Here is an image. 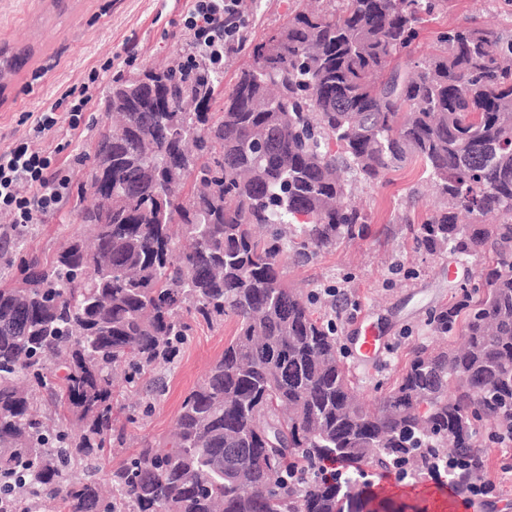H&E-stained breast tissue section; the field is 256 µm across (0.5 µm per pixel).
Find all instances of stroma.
Segmentation results:
<instances>
[{
	"label": "stroma",
	"mask_w": 512,
	"mask_h": 512,
	"mask_svg": "<svg viewBox=\"0 0 512 512\" xmlns=\"http://www.w3.org/2000/svg\"><path fill=\"white\" fill-rule=\"evenodd\" d=\"M185 5L186 0H0V45L33 49L0 104V149L28 136L31 125L23 121V113L38 111L59 90L80 84L87 69L123 53L126 45H133L134 58L118 65V72L183 64L190 44L183 25ZM306 6L307 0H253L246 14L248 40H261ZM457 25L512 29V0H447L421 27L416 57L432 51L439 32ZM111 87L112 74L104 73L94 109L86 113L80 132L63 124L42 141L63 162L69 184L56 211L24 228L31 255L53 254L82 230L77 190L88 177L85 155L104 117ZM356 201L368 217L367 236L343 241L307 263L287 260L286 281L316 294L315 310L335 322L345 362L370 403L375 385L395 378L408 361L411 343L431 340L428 315L451 302L449 281L477 277L484 260L472 257L456 266L449 257L416 247L409 225L426 222L443 205L419 164L391 170L381 183L360 185ZM368 326L378 336L382 353L374 364L363 366L356 344ZM234 331L230 320L197 325L178 363L155 370V377L166 385L160 397L143 389L116 388L113 401L121 414H135L138 421L126 425L122 440L105 451L99 478L122 466L143 442L170 436L185 394L220 357ZM484 460L485 480L493 489L481 504H466L465 493L425 477L400 483L390 472L370 468L366 474L396 512H512V441L489 445Z\"/></svg>",
	"instance_id": "1"
}]
</instances>
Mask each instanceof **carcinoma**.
I'll use <instances>...</instances> for the list:
<instances>
[{
  "instance_id": "obj_1",
  "label": "carcinoma",
  "mask_w": 512,
  "mask_h": 512,
  "mask_svg": "<svg viewBox=\"0 0 512 512\" xmlns=\"http://www.w3.org/2000/svg\"><path fill=\"white\" fill-rule=\"evenodd\" d=\"M433 0H340L298 12L248 46L211 103L204 64L118 75L78 195L84 230L50 257L4 234L0 274V512L29 498L117 512L96 478L118 425L113 382L175 362L194 324L234 320L224 353L183 398L174 434L143 443L109 479L133 512H366L378 493L291 484L288 467H390L453 448L454 485L480 478L478 422L512 437V30L451 27L421 60ZM418 161L447 200L418 247L482 256L429 326L459 348L410 347L371 410L332 326L288 287L284 260L362 234L345 202ZM498 216L461 224L459 215Z\"/></svg>"
}]
</instances>
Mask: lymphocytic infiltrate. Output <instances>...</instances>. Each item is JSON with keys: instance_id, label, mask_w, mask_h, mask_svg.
I'll use <instances>...</instances> for the list:
<instances>
[{"instance_id": "f902f5d3", "label": "lymphocytic infiltrate", "mask_w": 512, "mask_h": 512, "mask_svg": "<svg viewBox=\"0 0 512 512\" xmlns=\"http://www.w3.org/2000/svg\"><path fill=\"white\" fill-rule=\"evenodd\" d=\"M241 0H189L184 25L191 36L187 67L204 59L219 67L243 42ZM106 59L86 71L80 86L70 87L31 115L32 135L0 150V213L8 214L15 228H23L55 211L68 186L55 154L37 144L60 123L78 131L85 112L94 105L93 93L101 73L109 71Z\"/></svg>"}]
</instances>
